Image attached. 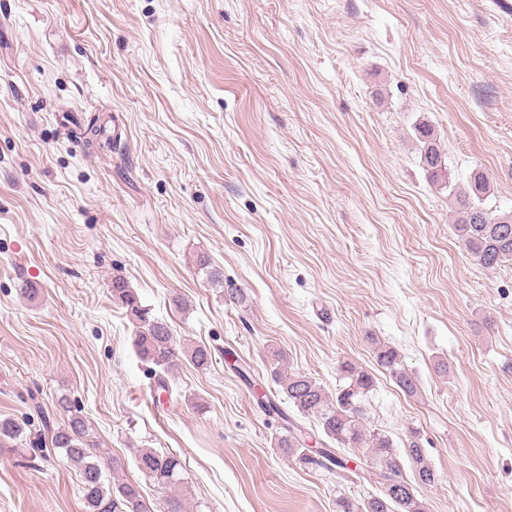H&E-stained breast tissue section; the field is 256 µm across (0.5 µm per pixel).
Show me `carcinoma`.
Wrapping results in <instances>:
<instances>
[{
  "label": "carcinoma",
  "mask_w": 512,
  "mask_h": 512,
  "mask_svg": "<svg viewBox=\"0 0 512 512\" xmlns=\"http://www.w3.org/2000/svg\"><path fill=\"white\" fill-rule=\"evenodd\" d=\"M419 136L423 142V164L436 177L446 169L443 156L428 126L420 127ZM469 187L467 191L457 185L448 186L455 229L462 245L486 269L512 262V212L496 214L483 205L488 193V180L483 174L471 177ZM112 298L126 308L127 316L135 325L133 345L137 353L158 367L155 377L161 391L170 393L164 374L177 369L182 357H187L200 369L210 366L211 351L201 345L188 352L182 351L169 325L149 315V310L141 305L138 295L124 278L112 279ZM376 360L402 391L409 396L418 394L417 376L403 366L394 348H377ZM339 370L349 379V384L337 389L334 396L310 376L276 373L275 382L281 387L279 394L301 417L316 419L321 432L314 439V449H308V429L286 414L278 399L269 397L260 402L261 408L288 424V436L278 442V447L288 449L299 464L351 472L380 487L378 496L362 500L338 499L336 512H427L425 502L416 496L406 480L392 440L364 426L363 402L374 386L371 374L350 361L341 362ZM57 404L65 413L66 421L49 429L50 442L78 466L85 512H151L137 484L116 478L124 466L121 459H108L93 452L97 443L79 408L66 397L59 398ZM22 434L23 428L17 420L11 417L0 419V441H17ZM345 448H363L365 452L352 461L343 452ZM407 455L418 481L424 485L438 481L425 450L421 448L420 438L413 430L410 431ZM137 464L147 478L173 491V495L166 499L165 512H186L182 498L175 494L184 470L179 456L142 448Z\"/></svg>",
  "instance_id": "cac0c4a2"
}]
</instances>
